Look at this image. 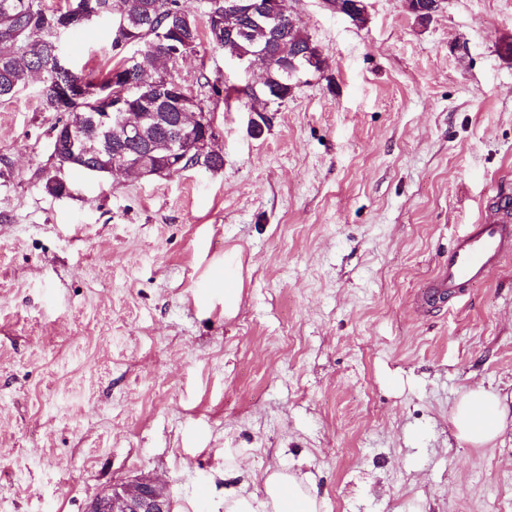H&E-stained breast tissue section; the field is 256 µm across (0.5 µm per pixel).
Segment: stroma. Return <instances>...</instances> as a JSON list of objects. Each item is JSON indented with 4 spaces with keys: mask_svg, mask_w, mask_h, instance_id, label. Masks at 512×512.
<instances>
[{
    "mask_svg": "<svg viewBox=\"0 0 512 512\" xmlns=\"http://www.w3.org/2000/svg\"><path fill=\"white\" fill-rule=\"evenodd\" d=\"M365 4L360 27L288 0L326 68L259 116L214 95L247 78L189 0L173 75L216 116V170H66L57 196L42 79L0 102V512H85L141 475L173 512H224L272 470L310 474L320 512H512V413L480 448L451 423L472 388L512 396V259L418 305L512 195V0L425 26ZM92 29L59 42L98 80L118 57Z\"/></svg>",
    "mask_w": 512,
    "mask_h": 512,
    "instance_id": "35a3bbf8",
    "label": "stroma"
}]
</instances>
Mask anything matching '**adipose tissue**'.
Masks as SVG:
<instances>
[{
  "instance_id": "obj_1",
  "label": "adipose tissue",
  "mask_w": 512,
  "mask_h": 512,
  "mask_svg": "<svg viewBox=\"0 0 512 512\" xmlns=\"http://www.w3.org/2000/svg\"><path fill=\"white\" fill-rule=\"evenodd\" d=\"M507 411L492 391L477 387L463 394L452 412L458 439L473 447L494 440L506 426ZM308 475L274 471L267 475L264 497L246 488L232 489L224 496V512H320L316 495L307 486Z\"/></svg>"
}]
</instances>
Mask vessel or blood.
Segmentation results:
<instances>
[{"instance_id":"1","label":"vessel or blood","mask_w":512,"mask_h":512,"mask_svg":"<svg viewBox=\"0 0 512 512\" xmlns=\"http://www.w3.org/2000/svg\"><path fill=\"white\" fill-rule=\"evenodd\" d=\"M512 254V213L495 211L486 222L471 225L448 250V257L429 279L422 296L426 304L455 298L484 283L501 259Z\"/></svg>"}]
</instances>
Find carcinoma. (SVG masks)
<instances>
[{
	"label": "carcinoma",
	"mask_w": 512,
	"mask_h": 512,
	"mask_svg": "<svg viewBox=\"0 0 512 512\" xmlns=\"http://www.w3.org/2000/svg\"><path fill=\"white\" fill-rule=\"evenodd\" d=\"M82 0H66L60 9H46L42 0H0V100H9L22 90L32 71L44 74L43 99L49 112L67 115L81 112L89 115L98 111V100L112 94L123 96L131 106L142 107L143 101L153 102L152 111L159 120L142 128L140 139L159 140L165 129L174 124L177 107L165 101L147 97L157 81L172 77L171 69L179 61L177 50L194 52L199 39L195 16L188 0H98L103 18L110 23L112 50L122 53L132 47L129 56H123L99 81H93L73 70L60 52L56 37L62 32L80 30L67 27ZM225 0H209V30L212 40L227 56L251 58L259 50L274 43L280 35L277 49L280 57L268 72L266 82L247 84L239 89L245 96L250 112L266 111L267 102L276 96L293 93L305 76V51L312 39L296 23L275 32L266 24H255L246 18L234 19L233 25L244 29L241 36L225 37ZM61 84H80L85 95L70 104L60 101L57 87ZM53 155L60 162L83 171L91 168L100 174H112L113 155L88 156L68 160L67 142L70 131L67 124L54 126Z\"/></svg>",
	"instance_id": "cac0c4a2"
}]
</instances>
